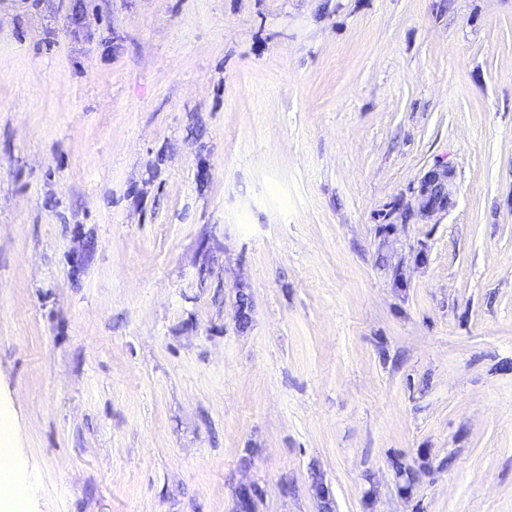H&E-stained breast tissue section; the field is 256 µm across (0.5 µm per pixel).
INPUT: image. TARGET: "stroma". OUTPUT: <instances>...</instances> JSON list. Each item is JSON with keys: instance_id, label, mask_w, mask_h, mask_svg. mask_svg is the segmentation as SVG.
Returning <instances> with one entry per match:
<instances>
[{"instance_id": "obj_1", "label": "stroma", "mask_w": 512, "mask_h": 512, "mask_svg": "<svg viewBox=\"0 0 512 512\" xmlns=\"http://www.w3.org/2000/svg\"><path fill=\"white\" fill-rule=\"evenodd\" d=\"M0 407L24 512H512V0H0ZM450 177V170L448 168H435L426 173V175L421 179L418 187V193L421 197L428 200L429 202L430 195L434 193V190L438 186H445V182Z\"/></svg>"}]
</instances>
